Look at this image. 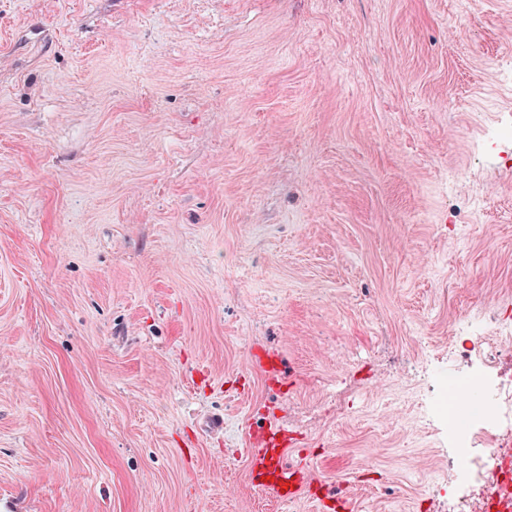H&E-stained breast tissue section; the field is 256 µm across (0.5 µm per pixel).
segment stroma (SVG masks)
<instances>
[{
    "label": "stroma",
    "instance_id": "stroma-1",
    "mask_svg": "<svg viewBox=\"0 0 512 512\" xmlns=\"http://www.w3.org/2000/svg\"><path fill=\"white\" fill-rule=\"evenodd\" d=\"M511 122L512 0H0V512H315L233 460L262 415L430 512L414 399L512 304Z\"/></svg>",
    "mask_w": 512,
    "mask_h": 512
}]
</instances>
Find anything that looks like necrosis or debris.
<instances>
[{
	"label": "necrosis or debris",
	"instance_id": "1",
	"mask_svg": "<svg viewBox=\"0 0 512 512\" xmlns=\"http://www.w3.org/2000/svg\"><path fill=\"white\" fill-rule=\"evenodd\" d=\"M512 354V313L490 315L478 335H453L448 358L469 359L474 369L466 387L477 390L480 402L461 405L441 398L434 414L448 422V445L463 461L449 473L450 492L435 497L434 512H512V382L493 375L502 356Z\"/></svg>",
	"mask_w": 512,
	"mask_h": 512
}]
</instances>
